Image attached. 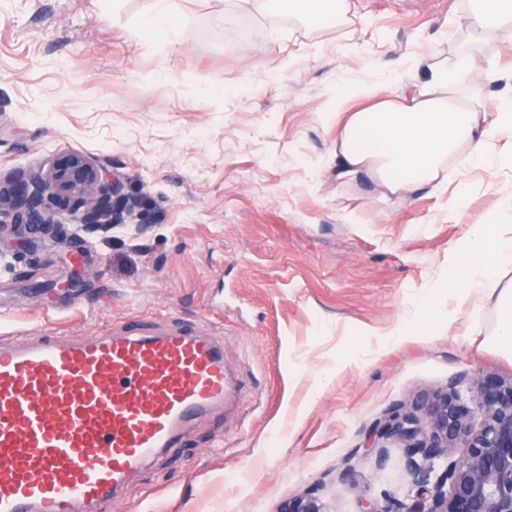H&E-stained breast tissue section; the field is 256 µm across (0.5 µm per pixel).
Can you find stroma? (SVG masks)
<instances>
[{
  "mask_svg": "<svg viewBox=\"0 0 512 512\" xmlns=\"http://www.w3.org/2000/svg\"><path fill=\"white\" fill-rule=\"evenodd\" d=\"M348 3L322 26L285 4L166 0L171 31L144 34L150 0H0V175L79 151L144 211L142 231L92 240L76 267L68 243L0 237L41 267L0 266V315L38 337L206 332L243 388L94 512H276L314 486L329 512L402 499L417 489L403 449L380 470L353 455L374 423L451 379L512 374L488 341L497 294L463 303L448 286L474 225L512 237V135L406 201L337 179L333 153L337 97L417 95L430 64L456 63L467 2ZM465 80L489 115L512 99V32Z\"/></svg>",
  "mask_w": 512,
  "mask_h": 512,
  "instance_id": "obj_1",
  "label": "stroma"
}]
</instances>
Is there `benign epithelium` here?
<instances>
[{
    "label": "benign epithelium",
    "mask_w": 512,
    "mask_h": 512,
    "mask_svg": "<svg viewBox=\"0 0 512 512\" xmlns=\"http://www.w3.org/2000/svg\"><path fill=\"white\" fill-rule=\"evenodd\" d=\"M140 201L115 186L103 162L80 152L57 154L48 167L19 169L0 180V232L30 230L86 244L99 234L138 223ZM404 449L417 478L441 471L431 484L401 500L362 499L358 512H512V377L462 376L422 396L412 408L389 407L363 456L383 466L387 445ZM276 512H329L312 488Z\"/></svg>",
    "instance_id": "1"
}]
</instances>
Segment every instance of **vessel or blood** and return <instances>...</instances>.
Wrapping results in <instances>:
<instances>
[{
	"instance_id": "1",
	"label": "vessel or blood",
	"mask_w": 512,
	"mask_h": 512,
	"mask_svg": "<svg viewBox=\"0 0 512 512\" xmlns=\"http://www.w3.org/2000/svg\"><path fill=\"white\" fill-rule=\"evenodd\" d=\"M0 350V512H85L122 491L197 417L234 403L224 350L205 334L62 343L12 331Z\"/></svg>"
}]
</instances>
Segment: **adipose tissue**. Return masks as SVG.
Returning a JSON list of instances; mask_svg holds the SVG:
<instances>
[{"label":"adipose tissue","instance_id":"ef3b65f1","mask_svg":"<svg viewBox=\"0 0 512 512\" xmlns=\"http://www.w3.org/2000/svg\"><path fill=\"white\" fill-rule=\"evenodd\" d=\"M468 2L471 42L457 65L434 71L410 103L385 98L337 124V178L365 176L383 197H401L435 182L461 149L476 163L486 161L489 130L477 92L465 90L461 76L488 36L512 27V0ZM452 268L451 285L463 296L498 286L500 272L512 268V237L489 247L482 226H475Z\"/></svg>","mask_w":512,"mask_h":512}]
</instances>
